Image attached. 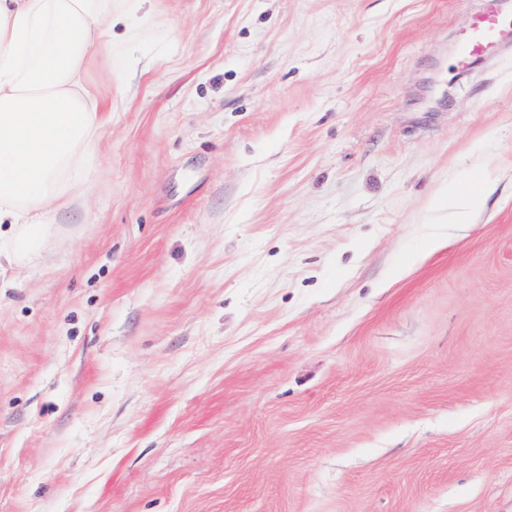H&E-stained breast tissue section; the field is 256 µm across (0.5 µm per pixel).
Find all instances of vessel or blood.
<instances>
[{"label":"vessel or blood","mask_w":512,"mask_h":512,"mask_svg":"<svg viewBox=\"0 0 512 512\" xmlns=\"http://www.w3.org/2000/svg\"><path fill=\"white\" fill-rule=\"evenodd\" d=\"M461 63L467 64L512 45V13L506 9L475 15L461 35Z\"/></svg>","instance_id":"vessel-or-blood-1"}]
</instances>
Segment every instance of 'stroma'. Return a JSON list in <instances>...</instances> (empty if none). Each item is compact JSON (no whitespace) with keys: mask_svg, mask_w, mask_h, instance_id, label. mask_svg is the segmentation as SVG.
I'll return each mask as SVG.
<instances>
[{"mask_svg":"<svg viewBox=\"0 0 512 512\" xmlns=\"http://www.w3.org/2000/svg\"><path fill=\"white\" fill-rule=\"evenodd\" d=\"M492 2L112 0L90 177L0 267V512H512ZM460 62L467 64L512 45V13L508 8L475 15L461 35ZM483 177H478L472 188L460 191L454 187H448L445 198H448V211L457 224H473L475 217L483 211L486 204L487 189L481 183Z\"/></svg>","mask_w":512,"mask_h":512,"instance_id":"obj_1","label":"stroma"}]
</instances>
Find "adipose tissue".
<instances>
[{
  "mask_svg": "<svg viewBox=\"0 0 512 512\" xmlns=\"http://www.w3.org/2000/svg\"><path fill=\"white\" fill-rule=\"evenodd\" d=\"M111 0H0V262L35 251L86 180L103 125L88 57Z\"/></svg>",
  "mask_w": 512,
  "mask_h": 512,
  "instance_id": "ef3b65f1",
  "label": "adipose tissue"
}]
</instances>
